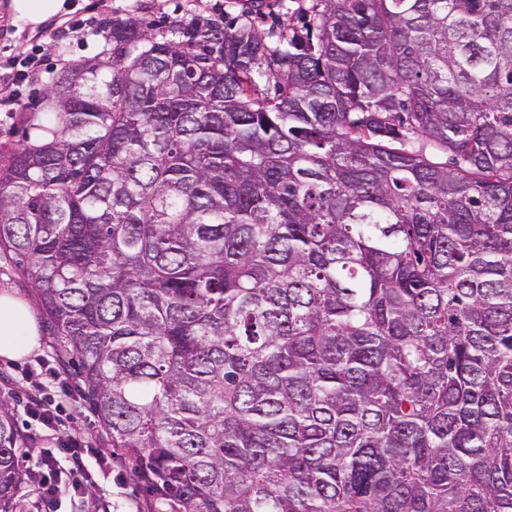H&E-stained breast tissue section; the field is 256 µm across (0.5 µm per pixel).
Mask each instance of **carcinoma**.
I'll use <instances>...</instances> for the list:
<instances>
[{
	"mask_svg": "<svg viewBox=\"0 0 512 512\" xmlns=\"http://www.w3.org/2000/svg\"><path fill=\"white\" fill-rule=\"evenodd\" d=\"M272 37L110 25L0 143V253L166 512H512V0Z\"/></svg>",
	"mask_w": 512,
	"mask_h": 512,
	"instance_id": "cac0c4a2",
	"label": "carcinoma"
}]
</instances>
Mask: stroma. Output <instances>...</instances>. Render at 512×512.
<instances>
[{"instance_id": "stroma-1", "label": "stroma", "mask_w": 512, "mask_h": 512, "mask_svg": "<svg viewBox=\"0 0 512 512\" xmlns=\"http://www.w3.org/2000/svg\"><path fill=\"white\" fill-rule=\"evenodd\" d=\"M10 3L0 0V77L9 73L8 59L14 55L37 52L40 66L38 76L21 86L14 111L0 112L2 142L20 139L45 87L65 63L111 51V43L97 35L104 24L135 19L150 25L154 34L177 42L185 40L187 29L202 19L220 23L246 16L245 0H66L60 13L37 26L23 27L15 21ZM76 21L86 24L87 30L73 36L67 28ZM0 290L26 300L40 328L41 346L34 356L21 362L0 358V398L9 399L14 407L16 425L25 441L22 463L35 471L44 449L54 441L39 418L27 410L30 376L40 373V361L58 356L53 325L35 292L4 255H0ZM59 428L80 435L93 456L85 461L89 480L83 491L62 495L56 502L57 512H156L158 505L137 478L131 461L104 445L98 419L85 401L64 404Z\"/></svg>"}]
</instances>
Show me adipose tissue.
I'll return each mask as SVG.
<instances>
[{"label":"adipose tissue","instance_id":"ef3b65f1","mask_svg":"<svg viewBox=\"0 0 512 512\" xmlns=\"http://www.w3.org/2000/svg\"><path fill=\"white\" fill-rule=\"evenodd\" d=\"M41 346L40 329L26 301L0 292V358L19 361Z\"/></svg>","mask_w":512,"mask_h":512}]
</instances>
